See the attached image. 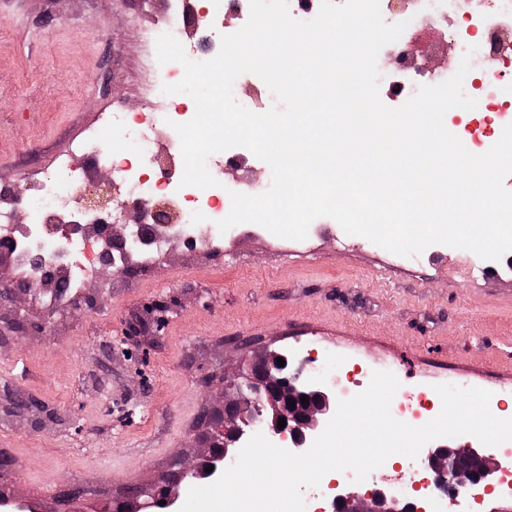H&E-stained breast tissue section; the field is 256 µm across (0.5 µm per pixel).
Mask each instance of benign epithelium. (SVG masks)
Masks as SVG:
<instances>
[{"instance_id": "1", "label": "benign epithelium", "mask_w": 512, "mask_h": 512, "mask_svg": "<svg viewBox=\"0 0 512 512\" xmlns=\"http://www.w3.org/2000/svg\"><path fill=\"white\" fill-rule=\"evenodd\" d=\"M19 292L8 291L6 300L9 324L23 321L18 300ZM277 352L242 358L232 370L224 372V404L219 418L200 445V452L189 459L174 457L173 465L181 480L218 477L224 467L234 463L240 449L257 431L265 432L280 447L295 453L306 451L327 425L336 411V398L329 381L315 374L307 359L292 365L288 356L285 364L277 363ZM307 396L308 404L301 403ZM295 407H290V402ZM286 419V426L278 428L279 418ZM423 470L432 475L437 488L446 487L456 494L476 491L487 495L495 491L505 474L501 460L493 453L479 452L468 442L444 444L423 450L415 460ZM214 466L208 473L205 468ZM143 501L136 508L127 503L112 505V512H144L161 506L171 512L176 498L169 488L145 489L140 494ZM332 512H426L407 493L394 488L379 489L365 496L340 489L332 499Z\"/></svg>"}]
</instances>
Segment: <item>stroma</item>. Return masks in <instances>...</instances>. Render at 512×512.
I'll list each match as a JSON object with an SVG mask.
<instances>
[{
  "label": "stroma",
  "instance_id": "35a3bbf8",
  "mask_svg": "<svg viewBox=\"0 0 512 512\" xmlns=\"http://www.w3.org/2000/svg\"><path fill=\"white\" fill-rule=\"evenodd\" d=\"M172 0H0V183L35 193L72 141L107 111L164 112L149 93L148 33ZM439 20L403 32L407 69L457 71ZM224 167L238 193L271 184L248 148ZM94 306L22 299L27 327L0 329V492L38 512H108L129 488L160 485L175 453L195 455L241 354L310 356L336 379L392 372L434 395L488 390L512 407V252L444 244L405 257L332 218L301 241L242 223L214 249L172 242L153 263L98 271ZM395 455L362 494L416 480ZM433 512H507L512 499L430 497Z\"/></svg>",
  "mask_w": 512,
  "mask_h": 512
}]
</instances>
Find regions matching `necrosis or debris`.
<instances>
[{
  "label": "necrosis or debris",
  "mask_w": 512,
  "mask_h": 512,
  "mask_svg": "<svg viewBox=\"0 0 512 512\" xmlns=\"http://www.w3.org/2000/svg\"><path fill=\"white\" fill-rule=\"evenodd\" d=\"M385 22L431 23L450 17L466 18L474 38L482 43L483 62L478 68L477 83L471 94L480 99L488 111L497 113L500 120L512 122V101L504 99V90L496 62L512 60V41L504 42L492 36L500 24H512V0H411L402 12L393 11L389 0H380ZM233 14L248 21L249 0H220L213 16L215 25L200 28L197 41L187 47V56L194 61L213 58L221 45L217 23L222 15ZM408 53L399 49L396 69L384 72L380 83L397 91L399 98L409 99L423 85H436L446 79L441 71L420 76L406 73ZM196 107L188 95L173 100L169 112L130 114L111 113L106 125L130 142L129 151L108 152L102 148V133L95 130L73 143L70 154L58 161L54 179L43 187L39 200L24 202L10 186L0 185V238L13 245L16 260L26 267L31 288L53 290L58 300L73 302L95 271L101 256H108L119 268H127L131 260L147 264L158 259L166 250L170 237L180 236L211 246L224 238L217 226L224 217V187L215 186L200 192L180 186L166 174V168L181 153V144L174 126L189 121ZM81 158L87 167L105 168L116 173L122 193L110 209L88 210L84 202L64 196L56 188L57 181L78 177L74 158ZM179 202L184 210L183 223L163 226L154 218L161 202ZM27 205L29 223L16 220L19 205ZM141 210L145 219L132 229L139 245L135 252L124 251L112 237V227L121 223L127 210ZM70 230L69 244H62L61 226Z\"/></svg>",
  "instance_id": "4bbe7bcc"
}]
</instances>
